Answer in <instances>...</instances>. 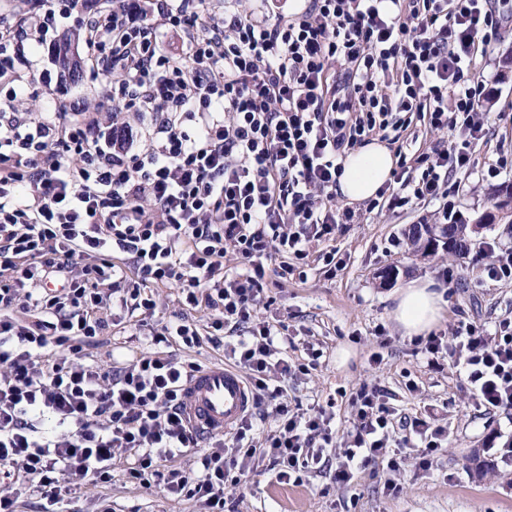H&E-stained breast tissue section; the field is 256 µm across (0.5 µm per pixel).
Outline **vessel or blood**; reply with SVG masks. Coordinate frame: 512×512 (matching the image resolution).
I'll return each mask as SVG.
<instances>
[{
	"instance_id": "1",
	"label": "vessel or blood",
	"mask_w": 512,
	"mask_h": 512,
	"mask_svg": "<svg viewBox=\"0 0 512 512\" xmlns=\"http://www.w3.org/2000/svg\"><path fill=\"white\" fill-rule=\"evenodd\" d=\"M252 403L248 385L235 370L208 366L190 379L185 415L192 428L201 433L224 434L249 414Z\"/></svg>"
}]
</instances>
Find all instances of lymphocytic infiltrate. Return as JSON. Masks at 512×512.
Instances as JSON below:
<instances>
[{
    "label": "lymphocytic infiltrate",
    "mask_w": 512,
    "mask_h": 512,
    "mask_svg": "<svg viewBox=\"0 0 512 512\" xmlns=\"http://www.w3.org/2000/svg\"><path fill=\"white\" fill-rule=\"evenodd\" d=\"M270 0L255 17L243 0H112L79 30L112 72L116 112L39 114L23 102L20 67L57 46L56 0H23L17 29L0 28V480L34 482L57 512L77 481H162L169 493L224 512L254 456L255 435L279 481L303 483L328 466L336 439L326 408L291 406L288 336L259 320L268 262L280 279L314 262L340 267L335 241L355 213L337 202L343 160L379 140L396 166L367 203L383 212L437 203L461 224L456 173L486 138L491 90L476 72L512 33V0ZM180 41L166 51L157 29ZM447 135L407 155L414 122ZM236 268H226V257ZM176 285L184 308L151 330L147 347L104 368L87 362L115 311L154 316L155 288ZM209 314L199 329L197 312ZM223 344L258 407L202 452L197 469H163L197 447L184 412L196 367L168 346ZM432 356L463 355L473 403L512 411V318L426 337ZM271 412H262L264 402ZM351 443L333 478L346 485L379 459L393 434L422 445L442 429L399 416L380 387L350 401Z\"/></svg>",
    "instance_id": "obj_1"
}]
</instances>
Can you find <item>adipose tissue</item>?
Returning a JSON list of instances; mask_svg holds the SVG:
<instances>
[{"mask_svg": "<svg viewBox=\"0 0 512 512\" xmlns=\"http://www.w3.org/2000/svg\"><path fill=\"white\" fill-rule=\"evenodd\" d=\"M395 159L386 145L374 142L346 157L338 192L349 202L373 197L390 177ZM393 316L404 333L419 336L429 332L443 315V298L430 283L410 281L395 298Z\"/></svg>", "mask_w": 512, "mask_h": 512, "instance_id": "1", "label": "adipose tissue"}]
</instances>
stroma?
I'll list each match as a JSON object with an SVG mask.
<instances>
[{
    "label": "stroma",
    "mask_w": 512,
    "mask_h": 512,
    "mask_svg": "<svg viewBox=\"0 0 512 512\" xmlns=\"http://www.w3.org/2000/svg\"><path fill=\"white\" fill-rule=\"evenodd\" d=\"M75 52L82 60L77 79L64 81L50 96L32 85L25 101L29 111H47L54 99L75 108L112 111L106 76L93 69L84 46H76ZM483 74L498 90L485 105L487 144L476 149L475 172L464 175L467 189L456 199L471 224L491 209L498 190L512 186V169L484 182L477 177L500 156L512 155V35L496 46ZM435 209L430 203L362 214L336 238L341 270L330 274L314 265L286 284L269 281L258 316L287 326L295 344L288 352L295 364L285 383L288 396L305 410L332 405L331 427L339 446H346L351 427L350 398L368 384L384 389L402 413L446 430L447 447L423 471L416 466L420 449L390 445V453L402 458L399 470L372 465L356 472L347 486L325 472L300 485L277 482L268 457L259 454L241 486L227 490L228 512H512V459L496 455L497 449L512 446V416L476 407L456 359L445 357L429 366L420 345L393 318L394 293L414 279L435 282L444 293L446 313L435 332L469 323L491 329L498 320L512 317V282L492 281L483 274L489 261L485 242L493 239L512 247V228L504 223L484 227L465 255L417 252L408 231ZM387 269L395 270L393 280H384ZM309 343L322 356L307 371L303 349ZM142 347L135 319L127 315L113 326L110 342L89 347L88 353L106 367L111 354ZM376 353L383 358L378 365L371 361ZM106 507L111 512H203L197 499L170 495L155 482H128L118 469L105 485L78 482L64 510L102 512Z\"/></svg>",
    "instance_id": "stroma-1"
}]
</instances>
